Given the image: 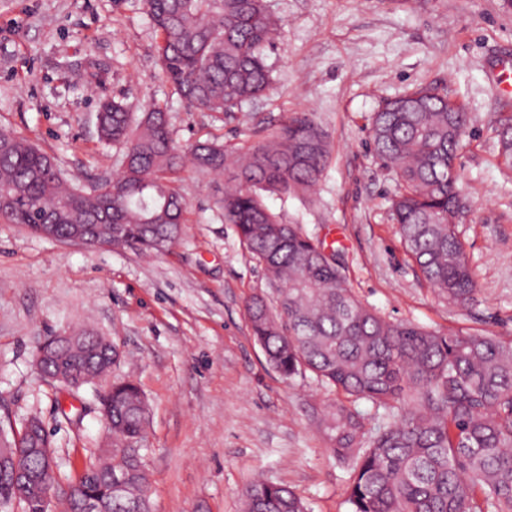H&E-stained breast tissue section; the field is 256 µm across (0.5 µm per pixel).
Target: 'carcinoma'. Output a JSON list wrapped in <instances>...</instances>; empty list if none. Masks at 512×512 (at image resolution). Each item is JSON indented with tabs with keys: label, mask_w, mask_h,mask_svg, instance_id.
Instances as JSON below:
<instances>
[{
	"label": "carcinoma",
	"mask_w": 512,
	"mask_h": 512,
	"mask_svg": "<svg viewBox=\"0 0 512 512\" xmlns=\"http://www.w3.org/2000/svg\"><path fill=\"white\" fill-rule=\"evenodd\" d=\"M159 35L161 73L178 97L200 112H233L264 95L271 83L263 55L279 21L265 0H142ZM436 88H417L371 118L373 150L395 174L390 209L406 253L425 280L450 303L475 294L473 271L450 218L459 177L448 180L468 129L462 107ZM500 155L512 168V114L496 127ZM98 134L121 146L117 177L90 189L71 186L53 157L0 131V213L11 224L43 235L69 234L71 215L119 234L112 248L158 253L183 232L186 203L172 183L184 165L173 143L166 108L154 105L133 121L121 102L101 105ZM195 168L226 174L224 223L264 270L271 295L246 305L267 362L285 378L312 373L344 395L328 406L324 431L337 457L355 462L350 512H512V339L488 333L428 331L391 322L347 287L337 254L287 224L268 196L311 190L329 157L325 136L307 116H290L269 139L248 146L217 137L189 149ZM45 350L40 374L66 371L78 388L95 384L117 359L91 342ZM112 460L82 470L62 500L72 512L82 497L101 496L105 512H150L149 476L139 449L149 407L130 380L112 382ZM383 407L393 423L367 434L354 405ZM0 506L44 512L46 484H57L52 441L36 417L12 436L0 430ZM113 482L120 499L105 497ZM245 512H307L290 489L267 480L242 491Z\"/></svg>",
	"instance_id": "carcinoma-1"
}]
</instances>
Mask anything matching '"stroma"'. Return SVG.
<instances>
[{
  "mask_svg": "<svg viewBox=\"0 0 512 512\" xmlns=\"http://www.w3.org/2000/svg\"><path fill=\"white\" fill-rule=\"evenodd\" d=\"M266 4L280 21L265 50L273 84L241 110L215 113L173 95L141 0H0V130L55 157L86 189L121 164L119 148L98 136L101 100L137 113L166 106L183 150L211 134L254 144L286 115L309 113L330 144L329 164L313 191L267 197L270 209L339 250L348 286L387 319L512 339V170L495 132L496 116L512 114V94L496 87L512 68V7ZM425 86L470 116L457 159L465 203L457 231L477 292L462 306L445 302L406 255L389 213L396 177L370 143V116ZM174 186L188 204L183 232L151 256L65 245L0 221V428L43 422L65 496L92 450L108 443L98 403L105 385L67 398L40 376L35 353L52 333L86 329L112 340L113 377L147 397L141 453L152 512H243L241 491L259 474L292 488L310 512H349L352 465L336 458L318 424L333 393L308 376L283 378L252 335L245 305L269 284L224 221L223 176L187 165Z\"/></svg>",
  "mask_w": 512,
  "mask_h": 512,
  "instance_id": "35a3bbf8",
  "label": "stroma"
}]
</instances>
